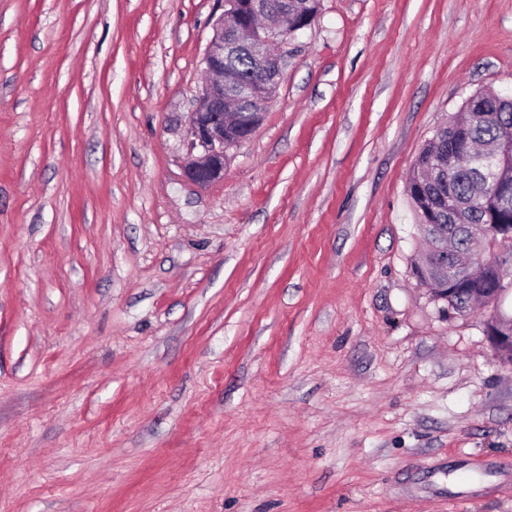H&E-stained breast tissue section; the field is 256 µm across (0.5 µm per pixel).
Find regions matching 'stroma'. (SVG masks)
<instances>
[{
	"mask_svg": "<svg viewBox=\"0 0 512 512\" xmlns=\"http://www.w3.org/2000/svg\"><path fill=\"white\" fill-rule=\"evenodd\" d=\"M217 0H0V512H512V363L412 270L407 180L512 0H320L223 182Z\"/></svg>",
	"mask_w": 512,
	"mask_h": 512,
	"instance_id": "1",
	"label": "stroma"
}]
</instances>
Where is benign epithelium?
<instances>
[{
  "label": "benign epithelium",
  "instance_id": "1",
  "mask_svg": "<svg viewBox=\"0 0 512 512\" xmlns=\"http://www.w3.org/2000/svg\"><path fill=\"white\" fill-rule=\"evenodd\" d=\"M240 0H224L228 9L213 23V35L202 58L205 69L215 78L207 81L202 88L198 103L190 114L184 135L186 162L184 173L188 181L198 186H209L224 180V168L228 159V149L239 146L250 139L261 124L264 102L249 113L246 133L232 135L225 122L224 105L228 100L224 89V51L243 44L250 47L257 63L258 75L265 78L270 72H281L283 56L269 51L274 42L288 41V14L284 13L281 3L287 0H251L259 9L255 16L264 19L257 24H235L232 18L239 9ZM479 238L482 248H490L499 243L512 242V224H484ZM498 272V279L487 277L467 279L464 291L470 295L498 297L503 291L505 275L501 263L490 259L483 261ZM486 336L495 354L502 359L512 358V318L495 316L486 322Z\"/></svg>",
  "mask_w": 512,
  "mask_h": 512
}]
</instances>
